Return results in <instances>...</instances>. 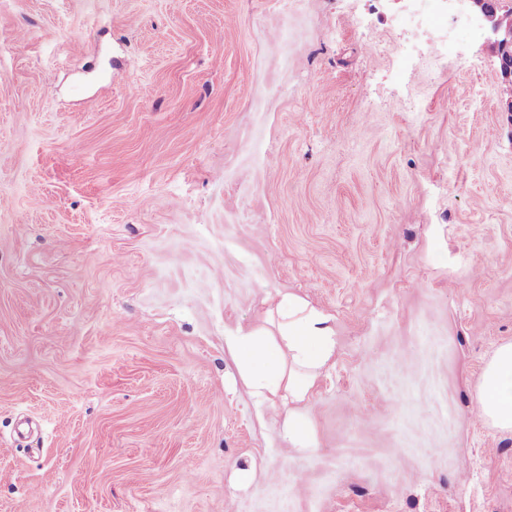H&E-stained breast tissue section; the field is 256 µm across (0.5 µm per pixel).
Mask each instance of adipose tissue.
Here are the masks:
<instances>
[{"mask_svg": "<svg viewBox=\"0 0 512 512\" xmlns=\"http://www.w3.org/2000/svg\"><path fill=\"white\" fill-rule=\"evenodd\" d=\"M271 317L273 330H238L232 346L242 374L257 394L282 390L295 403L284 419L283 433L306 450L313 446L311 416L302 404L336 354V331L330 315L293 293L280 294ZM475 406L484 422L512 431L511 342L500 345L487 364Z\"/></svg>", "mask_w": 512, "mask_h": 512, "instance_id": "obj_1", "label": "adipose tissue"}]
</instances>
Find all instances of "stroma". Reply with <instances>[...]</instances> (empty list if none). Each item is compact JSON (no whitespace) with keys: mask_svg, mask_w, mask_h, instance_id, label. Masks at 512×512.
<instances>
[{"mask_svg":"<svg viewBox=\"0 0 512 512\" xmlns=\"http://www.w3.org/2000/svg\"><path fill=\"white\" fill-rule=\"evenodd\" d=\"M405 8L0 0V512H512L506 83ZM284 292L336 330L308 452L228 345ZM476 414L494 427L512 431V343L500 345L487 364L475 394Z\"/></svg>","mask_w":512,"mask_h":512,"instance_id":"35a3bbf8","label":"stroma"}]
</instances>
